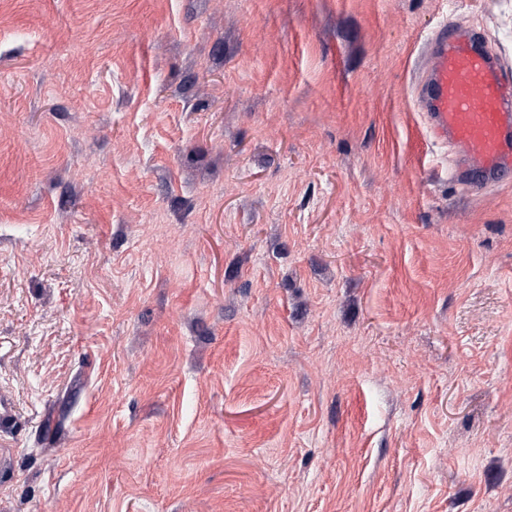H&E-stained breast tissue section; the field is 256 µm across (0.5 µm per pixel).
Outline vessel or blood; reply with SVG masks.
Listing matches in <instances>:
<instances>
[{
    "label": "vessel or blood",
    "instance_id": "1",
    "mask_svg": "<svg viewBox=\"0 0 512 512\" xmlns=\"http://www.w3.org/2000/svg\"><path fill=\"white\" fill-rule=\"evenodd\" d=\"M416 106L472 187L497 185L512 173V73L471 29L438 30Z\"/></svg>",
    "mask_w": 512,
    "mask_h": 512
}]
</instances>
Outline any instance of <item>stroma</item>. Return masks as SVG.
Here are the masks:
<instances>
[{
    "mask_svg": "<svg viewBox=\"0 0 512 512\" xmlns=\"http://www.w3.org/2000/svg\"><path fill=\"white\" fill-rule=\"evenodd\" d=\"M457 24L512 69V0H0V512H512Z\"/></svg>",
    "mask_w": 512,
    "mask_h": 512,
    "instance_id": "stroma-1",
    "label": "stroma"
}]
</instances>
